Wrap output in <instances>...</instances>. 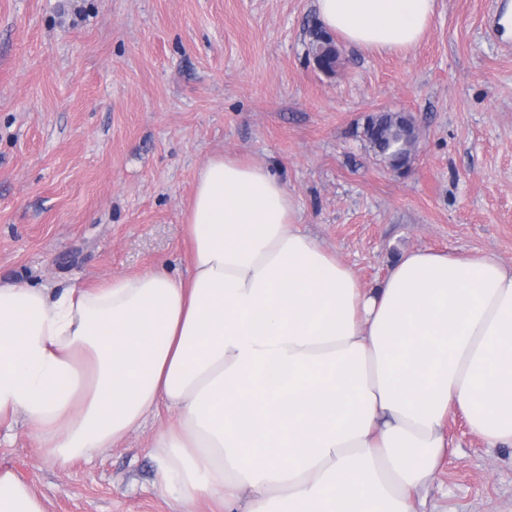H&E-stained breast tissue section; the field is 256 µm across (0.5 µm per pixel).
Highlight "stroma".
<instances>
[{
  "label": "stroma",
  "instance_id": "35a3bbf8",
  "mask_svg": "<svg viewBox=\"0 0 512 512\" xmlns=\"http://www.w3.org/2000/svg\"><path fill=\"white\" fill-rule=\"evenodd\" d=\"M501 0H438L404 54L308 53L315 0H0V279L89 284L191 271L184 221L199 168L271 166L302 229L376 287L419 249L512 265V38ZM411 116L406 175L377 162L368 115ZM160 414L118 447L59 467L23 426L0 467L47 512H213L154 484ZM452 449L417 512H512V447L452 412Z\"/></svg>",
  "mask_w": 512,
  "mask_h": 512
}]
</instances>
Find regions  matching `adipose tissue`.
Masks as SVG:
<instances>
[{
	"label": "adipose tissue",
	"instance_id": "1",
	"mask_svg": "<svg viewBox=\"0 0 512 512\" xmlns=\"http://www.w3.org/2000/svg\"><path fill=\"white\" fill-rule=\"evenodd\" d=\"M345 43L405 53L437 0H316ZM278 174L216 154L185 214L192 271L0 281V426L59 465L159 410L157 484L224 512H414L459 411L512 444V266L407 253L377 287L302 232ZM0 512H45L0 469Z\"/></svg>",
	"mask_w": 512,
	"mask_h": 512
}]
</instances>
